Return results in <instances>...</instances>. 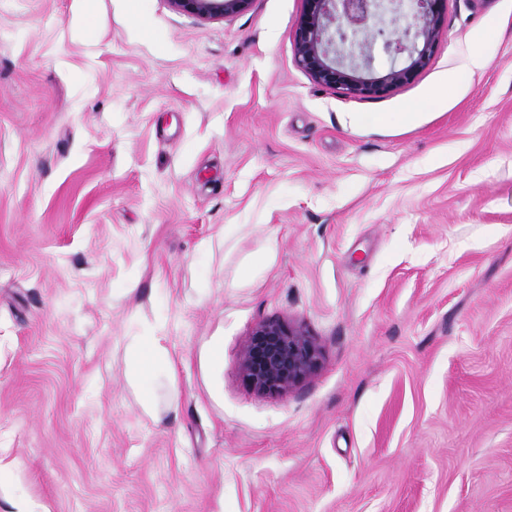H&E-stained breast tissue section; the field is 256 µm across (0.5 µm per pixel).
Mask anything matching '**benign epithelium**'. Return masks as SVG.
I'll use <instances>...</instances> for the list:
<instances>
[{
    "label": "benign epithelium",
    "mask_w": 512,
    "mask_h": 512,
    "mask_svg": "<svg viewBox=\"0 0 512 512\" xmlns=\"http://www.w3.org/2000/svg\"><path fill=\"white\" fill-rule=\"evenodd\" d=\"M174 9L204 19L244 10L251 0H170ZM446 0H306L296 31L298 65L318 84L353 97L380 96L424 68L440 37ZM381 43L392 61L383 74L373 68ZM321 351L299 325L258 324L241 353L246 381L258 392L284 394L319 366Z\"/></svg>",
    "instance_id": "obj_1"
}]
</instances>
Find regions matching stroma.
Returning <instances> with one entry per match:
<instances>
[{
    "label": "stroma",
    "instance_id": "35a3bbf8",
    "mask_svg": "<svg viewBox=\"0 0 512 512\" xmlns=\"http://www.w3.org/2000/svg\"><path fill=\"white\" fill-rule=\"evenodd\" d=\"M78 10L0 0V512H512V0L372 98L298 65L305 0ZM270 320L321 349L285 394ZM174 9L204 19L229 16L244 10L251 0H170ZM419 114L420 113H418V112L407 111V112H395V113H393V115H390V116L382 115V116H378V117L370 115V114L358 115V116H354L353 124L367 125V124H372L375 122H377V123L392 122V123L403 125V126H409V125H413L417 121ZM321 351L299 325L258 324L241 353L246 381L258 392L284 394L319 366ZM130 351L132 355L130 373L140 381L152 368L160 369L168 364L166 350L155 336L133 340L130 344Z\"/></svg>",
    "mask_w": 512,
    "mask_h": 512
}]
</instances>
